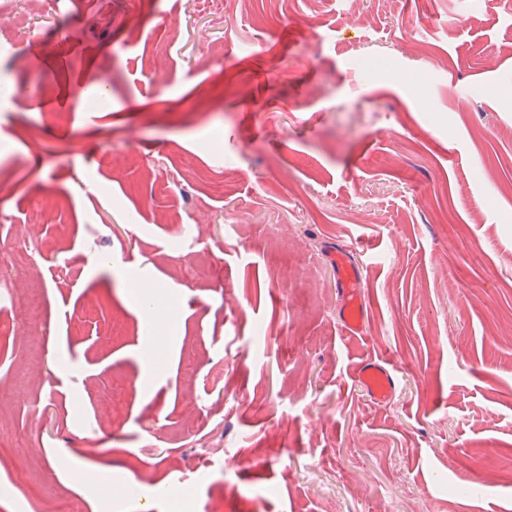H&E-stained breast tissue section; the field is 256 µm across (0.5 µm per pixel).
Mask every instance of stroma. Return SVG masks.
I'll use <instances>...</instances> for the list:
<instances>
[{"mask_svg":"<svg viewBox=\"0 0 512 512\" xmlns=\"http://www.w3.org/2000/svg\"><path fill=\"white\" fill-rule=\"evenodd\" d=\"M0 90L15 512H512V0H0ZM147 282L179 316L149 389ZM348 248L341 247L330 253V262L336 269V282L343 296L342 322L345 332L360 334L366 317V309L360 296L361 274L350 257ZM354 372L360 385L378 402L387 400L398 385L395 370L385 361L362 359L357 362ZM80 480L87 486H90L98 491L99 495L109 499L123 498L127 494L134 491L137 484L128 483H113L107 482L101 478V476L93 470H80Z\"/></svg>","mask_w":512,"mask_h":512,"instance_id":"35a3bbf8","label":"stroma"}]
</instances>
